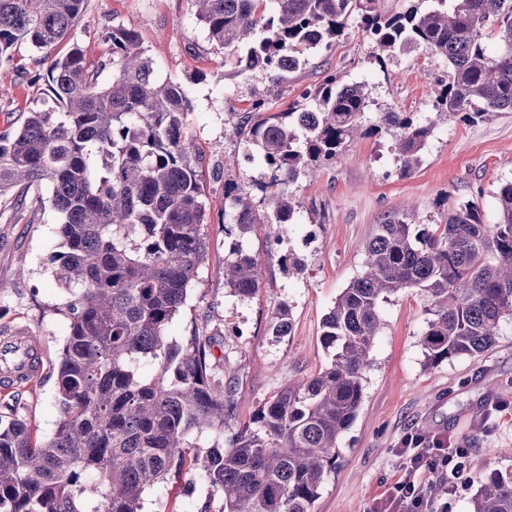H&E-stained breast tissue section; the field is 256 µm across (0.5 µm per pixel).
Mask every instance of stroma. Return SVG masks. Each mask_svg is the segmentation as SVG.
Listing matches in <instances>:
<instances>
[{
    "label": "stroma",
    "instance_id": "35a3bbf8",
    "mask_svg": "<svg viewBox=\"0 0 512 512\" xmlns=\"http://www.w3.org/2000/svg\"><path fill=\"white\" fill-rule=\"evenodd\" d=\"M119 25L138 32L158 78L189 90L187 129L204 157L210 207L203 228L208 249L168 338L182 344L196 334L217 337L224 369L237 382L231 427L248 421L293 380L326 365L323 318L362 271L366 244L378 224L394 217L438 224L468 201L478 202L486 223H494L498 190L512 181V112L485 122L449 117L406 175L385 168L393 157L391 133L354 139L319 174H300L288 188L310 237L294 232L280 243L261 229L239 237L224 213L225 180L241 183L261 211L267 208L261 186L270 180L269 172L254 169L253 151L232 133L253 99L264 98L268 111L279 112L313 96L335 74L346 82H365L373 112H433L434 89L447 75L444 64L414 48L398 50L382 63L369 58L357 16L330 49L306 52L302 66L275 81L239 66L246 44L221 47L209 41L191 0H85L69 41L48 54L21 43L11 61L0 63V122L39 107L50 58L62 57L74 43L98 53ZM34 207L27 221L0 214V328L35 336L44 351L43 375L34 385L0 396V413L16 411L45 439L59 419L55 367L70 295L53 274L51 258L61 237L51 192L41 190ZM239 249L257 260L262 277L250 299L224 285V266ZM289 250L301 258L300 271L283 268L280 257ZM283 303L290 308L292 329L274 336L269 324ZM381 317L359 411L340 439L336 469L325 478L314 512H375L408 480L428 493L432 512H472L480 481L512 473V322L502 323L487 352L430 367L420 346L428 319L425 300L412 291L395 295L382 304ZM416 433L466 449L465 478L456 491L431 496L432 485L447 482V474L411 469L402 447L405 437ZM205 498L212 512H220V496L211 495L202 478L172 479L147 490L144 512H196Z\"/></svg>",
    "mask_w": 512,
    "mask_h": 512
}]
</instances>
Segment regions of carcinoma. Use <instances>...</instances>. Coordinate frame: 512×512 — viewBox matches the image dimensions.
<instances>
[{"label":"carcinoma","instance_id":"1","mask_svg":"<svg viewBox=\"0 0 512 512\" xmlns=\"http://www.w3.org/2000/svg\"><path fill=\"white\" fill-rule=\"evenodd\" d=\"M84 2L0 0V61L11 60L20 41L44 49L68 37ZM193 2L218 45L261 29L245 67L276 79L297 69L304 51L335 43L355 12L379 63L404 47L445 63L434 121L384 112L372 129L396 130L402 174L420 161L436 122L512 112V0H418L396 13L384 0H273L268 20V0ZM48 87L41 107L0 131V199L22 209L47 185L63 217L64 251L51 259L72 295L56 366L60 416L40 442L15 413L0 416V512H142L148 488L182 475L204 477L223 497L221 512H313L361 405L381 304L409 290L426 300L420 344L430 367L489 350L502 322L512 321V182L499 189L494 224L474 201L440 224H380L363 271L323 320L330 361L224 437L235 389L219 375L224 358L214 355L213 338L179 344L167 336L206 256L202 227L210 218L203 157L187 131L188 89L159 80L138 32L121 26L97 57L75 44L53 60ZM367 107L364 84L334 75L312 108L293 102L268 112L264 99L252 101L237 131L247 132L272 177L263 212L236 182H224L240 236L259 224L276 241L291 233L298 209L287 186L339 156L357 133L369 134ZM224 284L240 297L256 295L253 256L240 251L224 265ZM291 327L284 303L269 329L286 336ZM203 432L223 442L204 455L189 451L187 437ZM472 506L512 512V474L483 482Z\"/></svg>","mask_w":512,"mask_h":512}]
</instances>
